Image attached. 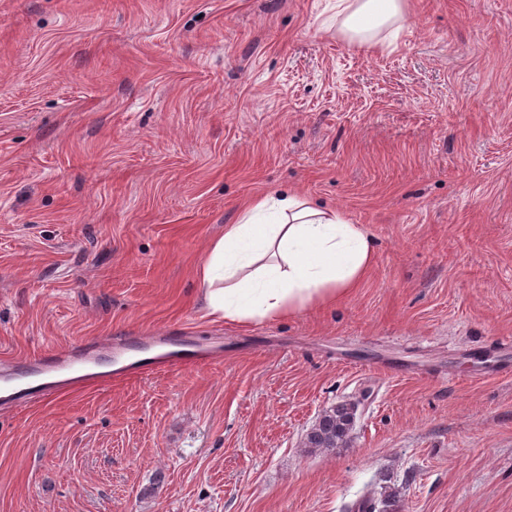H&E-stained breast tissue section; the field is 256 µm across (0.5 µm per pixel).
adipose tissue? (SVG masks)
Instances as JSON below:
<instances>
[{
	"label": "adipose tissue",
	"mask_w": 512,
	"mask_h": 512,
	"mask_svg": "<svg viewBox=\"0 0 512 512\" xmlns=\"http://www.w3.org/2000/svg\"><path fill=\"white\" fill-rule=\"evenodd\" d=\"M342 29L370 42L404 0H336ZM373 243L360 225L292 192L256 198L210 241L197 273L211 320L251 325L336 303L364 280Z\"/></svg>",
	"instance_id": "adipose-tissue-1"
}]
</instances>
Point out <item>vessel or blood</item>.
<instances>
[{
	"label": "vessel or blood",
	"mask_w": 512,
	"mask_h": 512,
	"mask_svg": "<svg viewBox=\"0 0 512 512\" xmlns=\"http://www.w3.org/2000/svg\"><path fill=\"white\" fill-rule=\"evenodd\" d=\"M199 344L182 349L174 337L155 334L111 347L82 345L0 368V408L22 407L35 396L77 386L105 384L158 367L185 368L209 360Z\"/></svg>",
	"instance_id": "obj_1"
}]
</instances>
